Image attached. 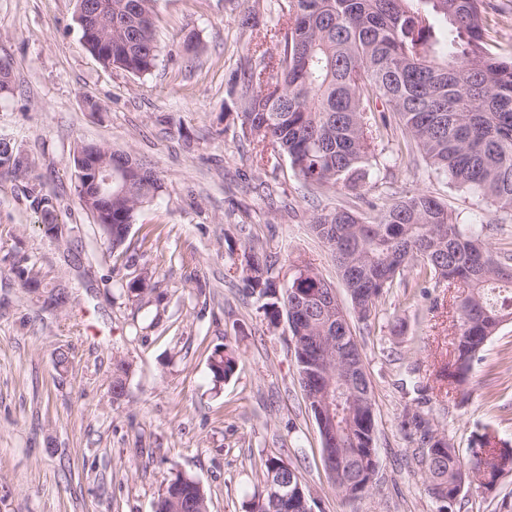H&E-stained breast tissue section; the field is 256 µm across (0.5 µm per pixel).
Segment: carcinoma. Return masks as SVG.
<instances>
[{
	"mask_svg": "<svg viewBox=\"0 0 512 512\" xmlns=\"http://www.w3.org/2000/svg\"><path fill=\"white\" fill-rule=\"evenodd\" d=\"M156 0H100V31L84 26L87 49L106 67L137 77L152 73L159 60ZM278 28L248 48L258 64L243 72L239 91L243 135L254 145L255 161L268 164L272 146L287 157L299 180L312 190L333 189L346 204L323 209L310 221L312 233L329 252L351 304L361 301L359 319L370 324L385 289L410 265L416 278L434 288L467 285L453 296V360L439 381L453 383L467 373L502 323L512 320V253H498L482 239L476 224H462L445 203L426 191L395 197L366 195L377 188V102L385 103L404 127L410 146L437 174L499 212L512 214V54L489 38L482 0H288ZM32 162L18 148L0 177L34 181ZM154 167L133 162L112 181V196L81 206L112 249L122 246L125 225L163 192ZM32 204L43 231L58 225L56 200L32 184ZM278 256L262 249L244 252L240 267L267 325L291 318L295 301L316 303L333 290L308 264L295 266L280 286ZM344 309H316L290 329L298 373L316 352L317 336H336ZM238 359L227 347L209 358L214 381L232 376ZM130 364L113 362L112 395L126 392ZM373 406H355L344 415L336 441L356 457L340 480L346 500L378 488L379 457L374 445ZM401 429L421 441L417 463L426 490L436 502L452 503L462 486L479 489L488 479L512 471V453L483 434L464 460L422 412L406 415ZM266 485L290 478L295 470L280 456L265 459ZM194 512H208L205 490L178 474L156 501V512H178L180 496ZM252 512H290L270 493Z\"/></svg>",
	"mask_w": 512,
	"mask_h": 512,
	"instance_id": "cac0c4a2",
	"label": "carcinoma"
}]
</instances>
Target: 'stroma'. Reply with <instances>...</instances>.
I'll return each mask as SVG.
<instances>
[{
    "label": "stroma",
    "instance_id": "35a3bbf8",
    "mask_svg": "<svg viewBox=\"0 0 512 512\" xmlns=\"http://www.w3.org/2000/svg\"><path fill=\"white\" fill-rule=\"evenodd\" d=\"M285 0H157L162 52L138 78L104 67L86 48L76 0H0V60L14 90L0 97V136L27 153L58 202L62 240L44 235L21 181L0 178V512H154L177 473L197 479L209 512H248L264 490L263 462L280 455L309 490L313 512H438L408 461L406 413H428L460 456L489 434L512 446V321L504 322L459 382L468 400H425L448 362L454 329L438 289L416 295L407 269L371 326L350 299L314 211L340 193H310L286 158L257 167L233 90L251 39L273 28ZM195 33L197 63L182 47ZM100 112H90L87 100ZM380 189L424 190L465 224L484 225L496 251L512 250V220L498 223L475 194L449 186L421 156L397 157L405 132L386 106ZM94 142L152 160L165 191L138 213L123 247L108 251L77 197L75 148ZM278 256L280 282L310 264L335 288L363 356L380 458L376 492L347 501L324 466L322 442L299 382L287 322L268 327L235 264L244 250ZM34 263L40 289L13 272ZM151 275L154 290L130 294ZM68 304L43 306L57 286ZM228 346L232 377L214 383L209 357ZM131 365L112 397L114 357ZM512 473L490 489L462 488L452 512H499Z\"/></svg>",
    "mask_w": 512,
    "mask_h": 512
}]
</instances>
